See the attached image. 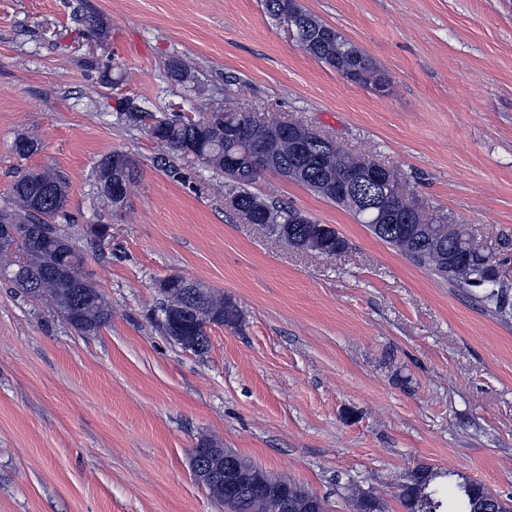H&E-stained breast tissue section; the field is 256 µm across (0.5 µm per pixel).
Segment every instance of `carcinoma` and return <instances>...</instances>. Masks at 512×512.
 I'll list each match as a JSON object with an SVG mask.
<instances>
[{"label": "carcinoma", "mask_w": 512, "mask_h": 512, "mask_svg": "<svg viewBox=\"0 0 512 512\" xmlns=\"http://www.w3.org/2000/svg\"><path fill=\"white\" fill-rule=\"evenodd\" d=\"M265 9L290 38L308 56L323 63L352 83L382 89L386 78L373 60L336 28L303 10L297 0H264ZM167 76L192 85L201 93L197 79L177 59L167 64ZM221 118L216 126H224V134L201 139L196 127L199 120L176 112L157 120L149 135L168 150L164 159L166 171L179 175V168L170 158L185 154L190 148L204 167L214 176L224 178V197L235 200L234 210L250 224H262L272 235L289 246L315 251L326 256L344 252L347 241L332 227H324L301 210L277 205L253 194L249 187L263 173L275 172L284 179L306 187L328 202L349 211L360 224L388 244L413 258L441 280L474 294L478 302L504 316L506 300L512 285L495 278L474 258L465 254L463 236H448V216L437 214L426 218L418 203L399 192L395 170L387 169L391 189L382 201L384 212L361 204L377 195L374 169L343 148L334 139L324 141L316 136L308 141L306 153H299L294 139L281 133L273 141L274 165L264 161L268 141L273 134L272 123L241 112L226 102L219 103ZM117 112L127 125L137 126L144 107L134 98L119 102ZM140 176L137 162L128 154L114 151L102 157L95 168L97 193L106 200L112 196L105 184L112 181L121 186L123 194ZM69 183L54 170L43 169L20 174L0 199V228H13L27 241L22 271L8 279L23 297L30 301H48L58 317L75 330L96 335L112 318V305L102 291L82 273L83 258L71 239L61 233L59 224L66 219ZM172 290L163 297L162 308L180 312L184 305L183 287L188 279L174 275ZM200 302L204 312L217 326H235L241 312L235 303L216 294L198 281ZM450 473L423 469L405 486V501L411 512H443L442 483ZM273 489L288 490V503L308 501L313 492L291 481L267 475ZM210 496L221 503H234L236 512H269L268 494L248 496L222 483L206 485ZM457 512H512L509 504L484 486L462 482L457 484ZM355 512H383L379 499L371 493L355 489L352 497Z\"/></svg>", "instance_id": "cac0c4a2"}]
</instances>
